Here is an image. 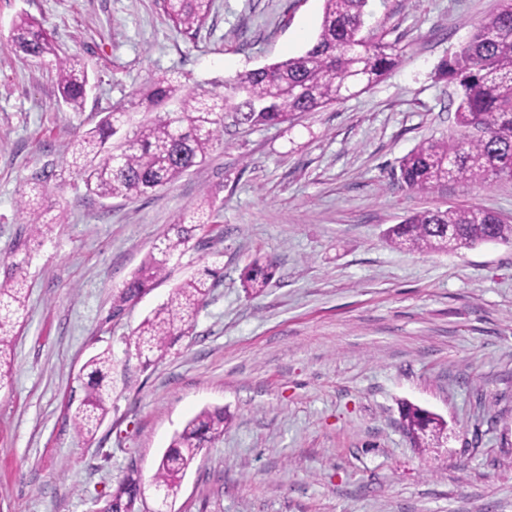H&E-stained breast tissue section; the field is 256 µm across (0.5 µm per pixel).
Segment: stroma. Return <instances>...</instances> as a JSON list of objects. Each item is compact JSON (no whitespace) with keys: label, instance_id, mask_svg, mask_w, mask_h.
I'll return each instance as SVG.
<instances>
[{"label":"stroma","instance_id":"1","mask_svg":"<svg viewBox=\"0 0 512 512\" xmlns=\"http://www.w3.org/2000/svg\"><path fill=\"white\" fill-rule=\"evenodd\" d=\"M501 0H369V25L405 53L366 91L274 127L224 115V141L173 185L124 200L89 194L65 164L76 135L154 78L232 96L236 74L303 52L323 0H215L196 36L163 0H0V257L29 287L14 364L0 386V512H99L128 468L146 512H512V243L421 253L387 242L405 216L473 206L512 219V180L431 193L401 186L398 161L458 136L442 60ZM78 57L82 111L47 66L9 48L19 14ZM51 172L60 224L34 241L18 208ZM219 212L166 278L114 313L124 284L202 194ZM269 259L262 295L243 269ZM220 270L195 325L142 365L132 333L177 284ZM111 350L112 400L93 438L71 416L84 362ZM439 414L448 437L414 447L403 403ZM233 419L202 448L177 497L149 483L173 436L205 408Z\"/></svg>","mask_w":512,"mask_h":512}]
</instances>
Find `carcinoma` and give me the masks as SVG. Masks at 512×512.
Instances as JSON below:
<instances>
[{"label":"carcinoma","instance_id":"cac0c4a2","mask_svg":"<svg viewBox=\"0 0 512 512\" xmlns=\"http://www.w3.org/2000/svg\"><path fill=\"white\" fill-rule=\"evenodd\" d=\"M368 0H324L319 32L302 54L265 64L237 76L233 89L240 97L234 111L251 126H276L298 112H315L342 98L355 87L367 88L399 62L404 49L385 40V32L362 34ZM214 0H164L169 21L186 34L197 32L212 13ZM11 47L24 59L55 71L64 104L83 110L89 78L84 65L58 53L51 33L35 18L19 16L12 28ZM440 76L459 88L456 109L461 134L456 139L428 140L399 160L400 181L417 193H428L448 180L488 186L512 179V0L475 27L469 42L439 66ZM228 101L217 93L188 90L178 80L162 76L132 95L128 105L103 116L91 130L70 145L68 165L82 176L87 189L101 198L134 200L175 183L203 163L223 140L224 109ZM149 118L127 132L130 114ZM48 176L40 175L20 194L19 208L31 224L32 236H44L54 219L47 217ZM216 214L207 197L182 213L154 246L144 266L117 296L124 304L141 298L166 275L170 261L181 255ZM385 239L411 251L442 253L480 244L512 242V222L475 207L450 206L417 211L389 227ZM22 263H10L0 282V386L10 374L16 328L26 307ZM274 264L254 260L244 269V287L257 294L268 287ZM218 272L205 269L198 277L175 286L167 301L134 331L136 356L149 364L162 359L172 342L188 333L199 308L217 282ZM88 381L72 422L77 434L93 437L109 412L112 352L103 350L84 365ZM403 427L412 442L425 448L447 436L438 415L407 404ZM230 422L223 408H205L186 422L165 451L151 485L161 497L177 496L181 481L200 449L224 435ZM145 492L140 472L128 469L109 494L103 512H127Z\"/></svg>","mask_w":512,"mask_h":512}]
</instances>
